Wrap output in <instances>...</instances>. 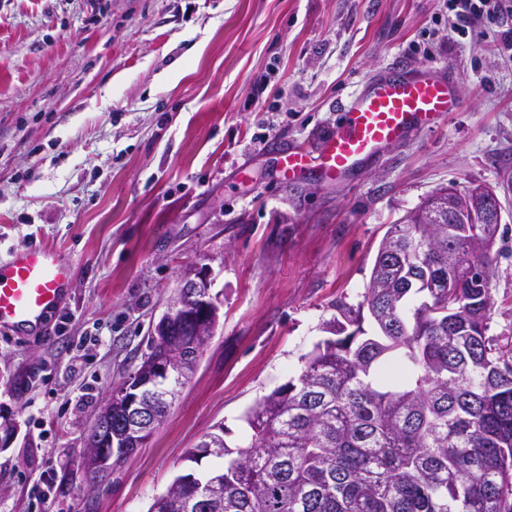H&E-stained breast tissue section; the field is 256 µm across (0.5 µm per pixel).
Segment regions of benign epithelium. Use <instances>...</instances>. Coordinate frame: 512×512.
Segmentation results:
<instances>
[{
    "mask_svg": "<svg viewBox=\"0 0 512 512\" xmlns=\"http://www.w3.org/2000/svg\"><path fill=\"white\" fill-rule=\"evenodd\" d=\"M495 192L486 187H476L465 194L448 190V208L468 210L472 217L495 222ZM220 302L211 294V281L204 269L195 267L185 275L177 292L168 301L166 310L152 326L151 344L146 355V371L138 378L114 390L101 407L94 429L86 442L83 464L86 470L99 477H107L115 465L124 462L130 453L128 447L144 446L164 423L160 411L169 410L175 396L160 386L183 363L181 349L173 346V334L181 326L190 328L194 336L196 356L205 351L214 327L219 321ZM125 409L122 431L112 430V406ZM0 422V448H8L16 435L15 426L3 416ZM219 441L205 436L190 449V457L217 454ZM194 477L178 475L167 491L161 495L165 501L176 505L183 501L182 493L196 488Z\"/></svg>",
    "mask_w": 512,
    "mask_h": 512,
    "instance_id": "1",
    "label": "benign epithelium"
}]
</instances>
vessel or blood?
Listing matches in <instances>:
<instances>
[{"label":"vessel or blood","mask_w":512,"mask_h":512,"mask_svg":"<svg viewBox=\"0 0 512 512\" xmlns=\"http://www.w3.org/2000/svg\"><path fill=\"white\" fill-rule=\"evenodd\" d=\"M458 104L452 81L435 71L386 70L352 97L341 120L314 148L279 152L277 169L290 183L308 176L341 180L384 148L434 126ZM71 277V266L54 249L15 251L0 263V327L21 332L42 328L59 311Z\"/></svg>","instance_id":"vessel-or-blood-1"}]
</instances>
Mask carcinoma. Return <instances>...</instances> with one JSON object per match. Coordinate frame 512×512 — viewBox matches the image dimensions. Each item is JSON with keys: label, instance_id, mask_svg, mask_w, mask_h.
Returning <instances> with one entry per match:
<instances>
[{"label": "carcinoma", "instance_id": "cac0c4a2", "mask_svg": "<svg viewBox=\"0 0 512 512\" xmlns=\"http://www.w3.org/2000/svg\"><path fill=\"white\" fill-rule=\"evenodd\" d=\"M435 200L389 226L363 301L336 305L299 374L249 409L247 445H224L201 480L224 487L155 512H512V354L487 336L494 256L469 254L480 224L450 239L421 223Z\"/></svg>", "mask_w": 512, "mask_h": 512}]
</instances>
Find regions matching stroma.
Returning <instances> with one entry per match:
<instances>
[{"label":"stroma","mask_w":512,"mask_h":512,"mask_svg":"<svg viewBox=\"0 0 512 512\" xmlns=\"http://www.w3.org/2000/svg\"><path fill=\"white\" fill-rule=\"evenodd\" d=\"M453 22L448 0H0V260L46 246L74 270L46 332L0 331L19 430L0 512H148L215 426L245 440L247 409L361 302L388 227L443 187L499 199L488 334L512 348V51ZM392 65L441 68L458 110L341 181H282L278 151ZM195 266L215 333L163 426L92 479L95 416Z\"/></svg>","instance_id":"35a3bbf8"}]
</instances>
